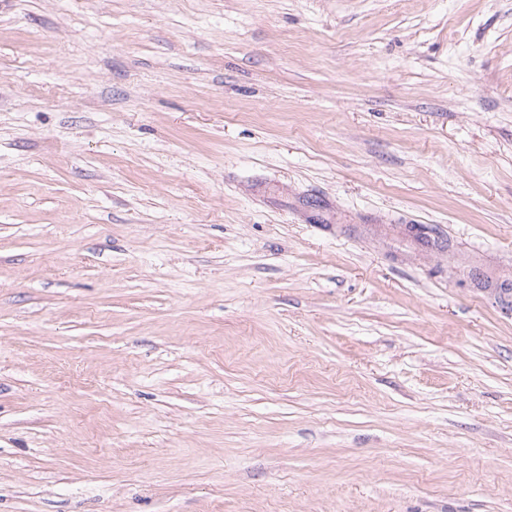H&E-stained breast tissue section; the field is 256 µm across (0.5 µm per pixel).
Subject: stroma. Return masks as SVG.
Instances as JSON below:
<instances>
[{
  "instance_id": "1",
  "label": "stroma",
  "mask_w": 512,
  "mask_h": 512,
  "mask_svg": "<svg viewBox=\"0 0 512 512\" xmlns=\"http://www.w3.org/2000/svg\"><path fill=\"white\" fill-rule=\"evenodd\" d=\"M0 512H512V0H0Z\"/></svg>"
}]
</instances>
